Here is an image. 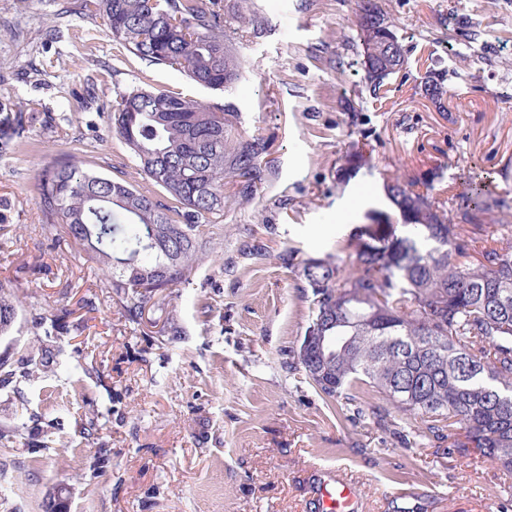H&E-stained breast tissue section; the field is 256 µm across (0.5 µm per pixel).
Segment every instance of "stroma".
I'll return each instance as SVG.
<instances>
[{
	"label": "stroma",
	"instance_id": "stroma-1",
	"mask_svg": "<svg viewBox=\"0 0 512 512\" xmlns=\"http://www.w3.org/2000/svg\"><path fill=\"white\" fill-rule=\"evenodd\" d=\"M405 50L386 104L360 67L361 0H223L241 63L224 90L192 84L114 41L81 0H0V288L20 301L0 358L48 366L0 384V512H311L320 470L347 474L363 512H512V474L392 430L324 397L296 363L311 318L304 260L351 263L387 178L445 200L489 183L479 245L512 225V0H374ZM448 66L444 111L421 97L422 56ZM179 88L260 138L261 181L224 179L211 256L129 320L101 271L36 204L40 170L75 156L162 204L103 108L134 88ZM362 151L370 163L347 159ZM64 312L49 338L42 316ZM182 334L162 336L168 320Z\"/></svg>",
	"mask_w": 512,
	"mask_h": 512
}]
</instances>
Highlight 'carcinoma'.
<instances>
[{
    "label": "carcinoma",
    "instance_id": "carcinoma-1",
    "mask_svg": "<svg viewBox=\"0 0 512 512\" xmlns=\"http://www.w3.org/2000/svg\"><path fill=\"white\" fill-rule=\"evenodd\" d=\"M112 36L151 65L185 73L195 85L228 87L239 65L224 47L220 0H82ZM364 81L376 97L405 62L394 24L366 7L357 18ZM448 71L428 66L420 94L444 107ZM112 129L161 186L166 206L72 158L38 175L36 201L49 227L94 260L131 320L158 292L185 284L207 258L202 227L224 210V174L252 182L265 151L259 138L224 139V114L180 90L133 89L106 108ZM394 213L381 212L379 238L346 270L322 259L303 263L312 288L309 326L323 349L297 363L326 397L355 402L366 387L378 401L356 408L378 424L420 421L419 437L448 440V455L470 451L512 474V225L505 245H486L470 260L490 191L469 183L460 193L470 210L453 222L445 203L395 177L384 183ZM18 301L0 288V336L18 318Z\"/></svg>",
    "mask_w": 512,
    "mask_h": 512
}]
</instances>
